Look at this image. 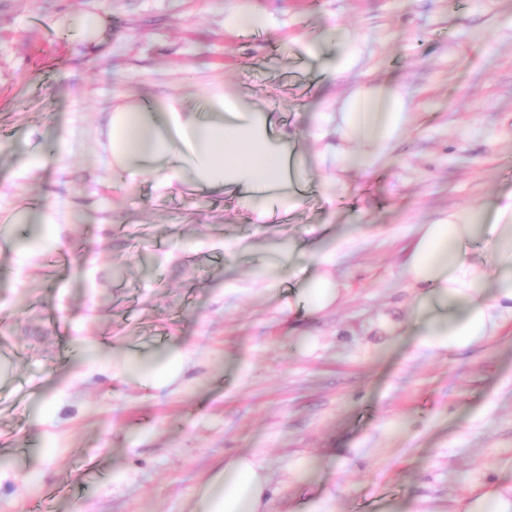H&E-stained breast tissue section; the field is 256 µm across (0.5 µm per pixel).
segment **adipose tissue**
Masks as SVG:
<instances>
[{
	"label": "adipose tissue",
	"instance_id": "1",
	"mask_svg": "<svg viewBox=\"0 0 512 512\" xmlns=\"http://www.w3.org/2000/svg\"><path fill=\"white\" fill-rule=\"evenodd\" d=\"M205 101L201 112L185 111L171 98L157 108L132 103L105 113L103 131L113 173L131 180L151 178L159 189L176 181L218 191L240 188L243 205L260 219L271 202L297 206L299 191L284 183L292 133L274 135L267 114L243 110L224 92H211ZM405 120L400 92L363 86L339 116L317 113L316 136L341 170L366 172ZM356 139L362 144L358 151L350 147ZM486 231L493 238L492 254L480 264L470 258V246ZM317 262L321 272L301 287L275 289L281 311L303 307L321 313L341 301L342 287L327 272L336 262L335 252L318 255ZM406 273L418 346L438 354L494 336L497 314L512 315V194L499 200L495 221L487 226L465 208L418 225ZM271 504L264 467L256 455L241 454L226 459L200 487L196 512H271Z\"/></svg>",
	"mask_w": 512,
	"mask_h": 512
}]
</instances>
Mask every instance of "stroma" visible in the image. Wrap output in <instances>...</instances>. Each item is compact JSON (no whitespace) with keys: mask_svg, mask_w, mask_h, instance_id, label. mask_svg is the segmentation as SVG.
Here are the masks:
<instances>
[{"mask_svg":"<svg viewBox=\"0 0 512 512\" xmlns=\"http://www.w3.org/2000/svg\"><path fill=\"white\" fill-rule=\"evenodd\" d=\"M239 7L274 26L229 28ZM342 33L361 56L333 78ZM365 83L399 89L410 120L374 171L340 174L313 116ZM213 86L297 133L299 206L261 224L237 190L113 176L104 112L196 109ZM511 190L512 0H0V218L59 210L56 241L0 243V512H195L246 452L274 512L512 497V318L458 353L414 348L404 266L416 225L466 206L491 223ZM331 249L343 302L280 312L270 289ZM171 350V384L127 377Z\"/></svg>","mask_w":512,"mask_h":512,"instance_id":"35a3bbf8","label":"stroma"}]
</instances>
